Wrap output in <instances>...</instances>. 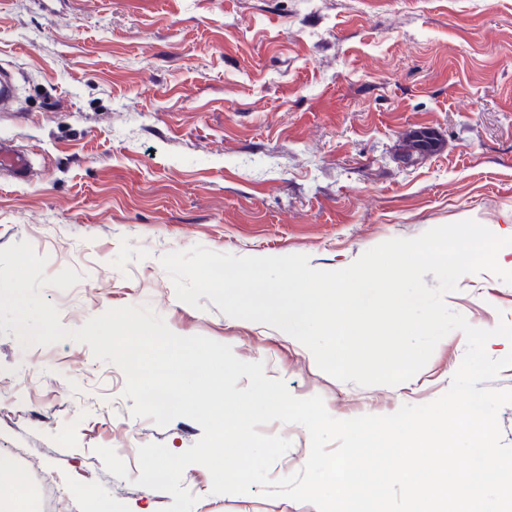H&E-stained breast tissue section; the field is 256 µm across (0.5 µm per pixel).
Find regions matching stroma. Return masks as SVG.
Here are the masks:
<instances>
[{
	"label": "stroma",
	"mask_w": 512,
	"mask_h": 512,
	"mask_svg": "<svg viewBox=\"0 0 512 512\" xmlns=\"http://www.w3.org/2000/svg\"><path fill=\"white\" fill-rule=\"evenodd\" d=\"M17 98L0 139L30 157L27 180L0 172V248L21 241L47 275L62 326L150 305L180 336L263 362L297 398L321 396L345 420L388 415L445 394L466 351L462 332L413 378L361 387L330 377L280 329L228 317L208 298L180 301L160 263L200 245L235 256H308L347 268L391 239L472 220L512 235V0H0V72ZM427 128L436 151L403 164V136ZM447 307L476 328L512 324V285L460 278ZM125 376L70 339L22 348L0 334V451L29 489L52 479L61 512L75 487L112 512H162L169 493L137 486L148 443L180 453L201 427L132 416ZM291 441L270 475L309 455L297 424L259 428ZM113 448L129 477L110 474ZM193 512H315L259 493L215 494L194 464Z\"/></svg>",
	"instance_id": "1"
}]
</instances>
